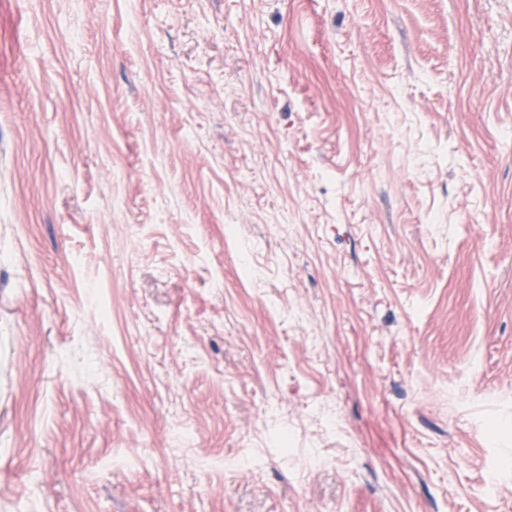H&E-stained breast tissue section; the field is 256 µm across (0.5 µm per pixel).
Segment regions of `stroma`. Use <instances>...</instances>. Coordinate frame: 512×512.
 Masks as SVG:
<instances>
[{"label": "stroma", "instance_id": "35a3bbf8", "mask_svg": "<svg viewBox=\"0 0 512 512\" xmlns=\"http://www.w3.org/2000/svg\"><path fill=\"white\" fill-rule=\"evenodd\" d=\"M512 0H0V512H512Z\"/></svg>", "mask_w": 512, "mask_h": 512}]
</instances>
